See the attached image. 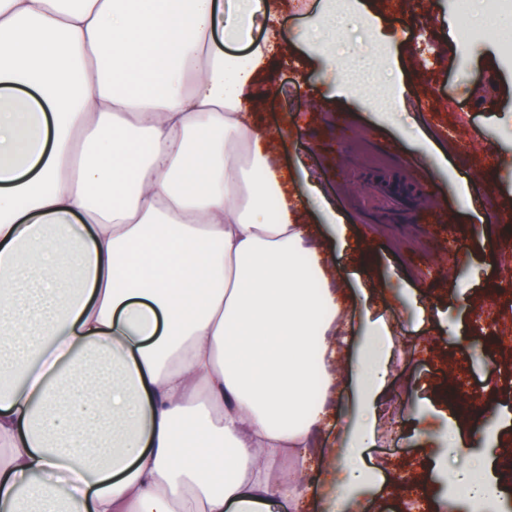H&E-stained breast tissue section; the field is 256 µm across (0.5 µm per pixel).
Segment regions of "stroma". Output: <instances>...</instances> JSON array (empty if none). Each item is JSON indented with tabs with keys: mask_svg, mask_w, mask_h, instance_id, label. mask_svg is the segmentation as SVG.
I'll return each mask as SVG.
<instances>
[{
	"mask_svg": "<svg viewBox=\"0 0 512 512\" xmlns=\"http://www.w3.org/2000/svg\"><path fill=\"white\" fill-rule=\"evenodd\" d=\"M381 29L353 23L343 42L326 36L327 53L346 66L368 60L375 81L340 88L321 57L280 58L272 90L258 105L262 125L286 135L285 158L303 164L324 195L301 218L336 267L344 270L345 318L357 335L341 348L353 365L369 323L390 333L384 408L372 420L359 454L374 476L349 512H408L410 490H381L394 476L417 484L431 512H470L442 490L438 467L451 464L448 427L458 425L465 448L477 453L493 430L512 446V387L503 382L508 354L498 341L512 332V62L491 39L462 43L459 32L481 16V5L456 0H406L392 10L371 0ZM407 92L397 112L374 105L378 92ZM499 218L482 206L488 193ZM460 240L454 268L448 243ZM499 303L489 328L478 308ZM484 395L475 413L452 400L451 381ZM357 409L346 383L321 429L323 456L289 512H336L330 476L336 450Z\"/></svg>",
	"mask_w": 512,
	"mask_h": 512,
	"instance_id": "1",
	"label": "stroma"
}]
</instances>
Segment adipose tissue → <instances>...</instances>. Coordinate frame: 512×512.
Wrapping results in <instances>:
<instances>
[{
  "label": "adipose tissue",
  "mask_w": 512,
  "mask_h": 512,
  "mask_svg": "<svg viewBox=\"0 0 512 512\" xmlns=\"http://www.w3.org/2000/svg\"><path fill=\"white\" fill-rule=\"evenodd\" d=\"M283 42L269 0H0V512L294 497L347 336L343 275L247 108ZM352 373L375 405L380 339ZM495 460L444 477L495 501Z\"/></svg>",
  "instance_id": "1"
}]
</instances>
